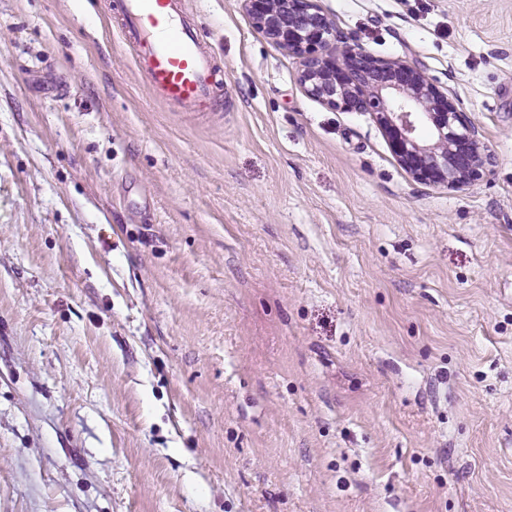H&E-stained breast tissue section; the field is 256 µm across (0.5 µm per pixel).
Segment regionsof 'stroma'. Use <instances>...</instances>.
<instances>
[{"instance_id": "35a3bbf8", "label": "stroma", "mask_w": 512, "mask_h": 512, "mask_svg": "<svg viewBox=\"0 0 512 512\" xmlns=\"http://www.w3.org/2000/svg\"><path fill=\"white\" fill-rule=\"evenodd\" d=\"M496 163L418 183L242 0L167 103L108 0H0V512H512V0H317Z\"/></svg>"}]
</instances>
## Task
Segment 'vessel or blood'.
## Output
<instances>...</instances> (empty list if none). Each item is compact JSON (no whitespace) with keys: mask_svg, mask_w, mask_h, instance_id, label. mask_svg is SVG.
Wrapping results in <instances>:
<instances>
[{"mask_svg":"<svg viewBox=\"0 0 512 512\" xmlns=\"http://www.w3.org/2000/svg\"><path fill=\"white\" fill-rule=\"evenodd\" d=\"M121 35L151 87L169 104L203 110L216 99L221 69L183 0H115Z\"/></svg>","mask_w":512,"mask_h":512,"instance_id":"1","label":"vessel or blood"}]
</instances>
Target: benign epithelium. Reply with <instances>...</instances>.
<instances>
[{
  "instance_id": "7a95c632",
  "label": "benign epithelium",
  "mask_w": 512,
  "mask_h": 512,
  "mask_svg": "<svg viewBox=\"0 0 512 512\" xmlns=\"http://www.w3.org/2000/svg\"><path fill=\"white\" fill-rule=\"evenodd\" d=\"M252 25L301 62L304 91L335 111L372 117L399 165L422 184L461 189L494 156L468 112L422 71L347 41L317 0H242ZM429 136L418 134V123Z\"/></svg>"
}]
</instances>
